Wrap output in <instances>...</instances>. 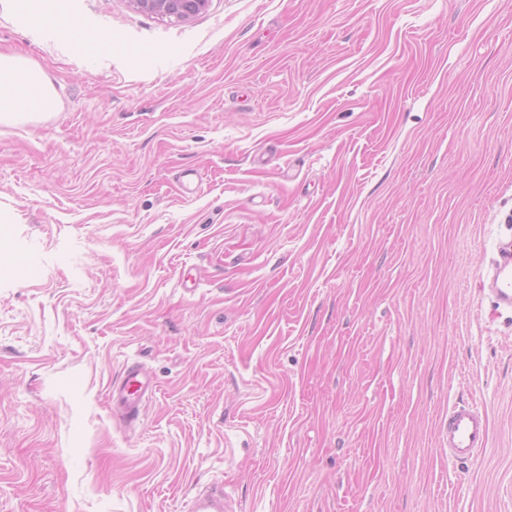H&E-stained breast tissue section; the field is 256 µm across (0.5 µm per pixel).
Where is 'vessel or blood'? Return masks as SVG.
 <instances>
[{
  "mask_svg": "<svg viewBox=\"0 0 512 512\" xmlns=\"http://www.w3.org/2000/svg\"><path fill=\"white\" fill-rule=\"evenodd\" d=\"M497 257L492 272L484 280L496 307L512 311V241L496 244ZM156 390V382L148 369L130 366L122 379L110 391L112 412L125 425L137 423L143 404ZM489 441V426L485 412L475 402L452 401L448 404V419L442 430V444L448 459L459 465L475 460ZM224 490L218 486L205 488L187 504V512H227Z\"/></svg>",
  "mask_w": 512,
  "mask_h": 512,
  "instance_id": "vessel-or-blood-1",
  "label": "vessel or blood"
}]
</instances>
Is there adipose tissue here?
Listing matches in <instances>:
<instances>
[{"label": "adipose tissue", "mask_w": 512, "mask_h": 512, "mask_svg": "<svg viewBox=\"0 0 512 512\" xmlns=\"http://www.w3.org/2000/svg\"><path fill=\"white\" fill-rule=\"evenodd\" d=\"M56 99L41 68L0 53V124L17 125L53 110Z\"/></svg>", "instance_id": "obj_1"}]
</instances>
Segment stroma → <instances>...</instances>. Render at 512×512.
<instances>
[{
	"mask_svg": "<svg viewBox=\"0 0 512 512\" xmlns=\"http://www.w3.org/2000/svg\"><path fill=\"white\" fill-rule=\"evenodd\" d=\"M0 51L58 98L0 125V512H512V312L479 291L512 0H15ZM132 5L145 13L188 21L204 11L210 0H131ZM156 382L142 365L130 366L122 379L112 384L110 399L113 415L127 426L140 420L143 404L156 391ZM489 441L485 412L475 402L448 403V419L442 430V448H448V460L459 465L474 461ZM227 510L228 504L224 488L218 486L206 487L187 504L188 512H224Z\"/></svg>",
	"mask_w": 512,
	"mask_h": 512,
	"instance_id": "35a3bbf8",
	"label": "stroma"
}]
</instances>
